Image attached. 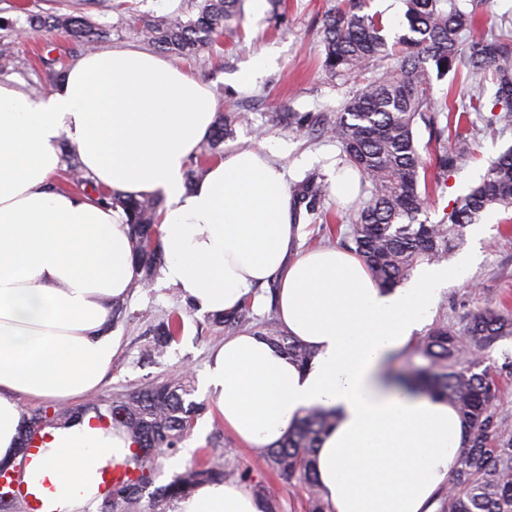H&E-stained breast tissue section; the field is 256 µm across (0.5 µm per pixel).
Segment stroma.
Here are the masks:
<instances>
[{
	"label": "stroma",
	"mask_w": 512,
	"mask_h": 512,
	"mask_svg": "<svg viewBox=\"0 0 512 512\" xmlns=\"http://www.w3.org/2000/svg\"><path fill=\"white\" fill-rule=\"evenodd\" d=\"M337 0H286L275 6L264 0L261 13H254L249 0L224 27L209 47L190 57L170 56V63L207 83L216 114H230L229 133L218 147L200 143L196 156L205 176L211 164L224 155L243 149L264 151L283 166L288 187L310 175L336 184L346 172L335 139L314 131L316 123L334 121L346 99L358 90L354 81L329 76L320 65L321 19ZM81 11L97 27L106 29L96 48L108 51L148 47L143 23L163 17L188 21L196 15L194 0H0V42L12 43L22 66H0V81L10 82L29 95L52 89L55 73L66 71L82 57L86 46L68 36L28 29L30 14ZM267 66L250 90L237 85L238 73L256 59ZM296 123H289V115ZM490 110L470 115L469 133L475 142L473 155L458 160L424 213L427 222L441 220L457 196L478 184L489 163L512 147V126L489 125ZM500 212L486 213L481 239L466 237L463 251L479 248L480 260L467 278L450 283L433 315L462 328L467 314L481 309L490 298L512 302V232L504 233ZM112 330L122 345L112 359V371L98 390L85 398V405L107 406L137 386L184 376L192 387L191 400L202 407L195 424L176 449L161 454L153 465L155 485L198 464L223 462L232 457L236 468L229 479L246 485L267 499L269 512H306L308 492L298 480L286 479L267 461L266 452L242 446L224 427L214 403L203 392L202 382L211 349L231 336V329L216 323L214 315L198 312L182 300L178 288L160 277L133 286L117 303ZM179 313L183 328L167 347H153L154 327ZM512 360V337L499 340L488 350L485 366L499 370V406L507 418L503 428L512 436V373L504 365Z\"/></svg>",
	"instance_id": "1"
}]
</instances>
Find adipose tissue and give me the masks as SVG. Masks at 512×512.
I'll return each mask as SVG.
<instances>
[{"label": "adipose tissue", "instance_id": "obj_1", "mask_svg": "<svg viewBox=\"0 0 512 512\" xmlns=\"http://www.w3.org/2000/svg\"><path fill=\"white\" fill-rule=\"evenodd\" d=\"M213 122L207 85L147 50L87 54L44 97L0 82V467L20 462V398L70 401L102 383L121 342L112 307L135 278L123 211L54 187L64 138L96 185L163 197L162 279L200 311H233L277 283L281 326L315 356L300 366L258 332L213 351L204 390L236 438L269 450L306 411L333 412L312 456L329 512H436L466 425L453 404L395 386L387 363L473 255L383 289L353 253L296 252L284 174L262 151L229 154L186 189ZM133 448L124 427L90 412L42 432L27 479L53 512H81ZM265 509L224 481L199 484L177 512Z\"/></svg>", "mask_w": 512, "mask_h": 512}]
</instances>
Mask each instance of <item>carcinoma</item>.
Instances as JSON below:
<instances>
[{
    "label": "carcinoma",
    "instance_id": "carcinoma-1",
    "mask_svg": "<svg viewBox=\"0 0 512 512\" xmlns=\"http://www.w3.org/2000/svg\"><path fill=\"white\" fill-rule=\"evenodd\" d=\"M240 0H201L195 18L181 22L159 19L144 25L149 41L174 55H193L208 46L224 30V22L237 12ZM369 0H341L323 17L325 72L357 79L387 63L385 71L367 81L344 104L336 121L324 133L341 145L343 162L370 183L368 195L351 208V250L367 265L377 285L393 289L423 263H440L463 240L465 229L477 224L485 212L499 209L504 223L512 224V148L493 160L479 184L460 195L450 212L436 224L419 220L441 179L456 162L473 153L464 119L484 108L483 87L471 94L462 111L449 101L437 102L431 94L430 70L437 76H458L467 70L472 78L492 74L496 85L494 120L512 125V31L484 28L482 17H491L494 0H479L464 12L455 0H405L409 33L388 45L385 25L378 13L368 11ZM30 28L48 29L95 43L103 36L84 16L30 14ZM446 124L437 126L438 114ZM423 123L430 137L419 149L416 126ZM328 186L314 177L303 181L296 193L306 213L314 215L325 199ZM97 201L124 209L137 273L143 283L163 263L158 241L160 201L148 195L135 197L101 192ZM246 306L219 317L231 327L247 323ZM179 318L170 317L156 328L155 349L179 334ZM262 334L288 358L305 366L314 353L293 339L274 319ZM512 336V311L503 302L490 301L466 318L461 330L438 322L415 345L420 364L393 371L395 382L412 392L449 401L468 426L448 490L441 496L440 512H512V437L505 435L499 410L500 384L488 368L464 364L462 353L482 355L500 339ZM189 386L180 379L142 385L108 405L106 418L125 427L137 444L128 461L139 476L103 496L102 512H133L143 492L152 484L140 451L158 456L186 435L198 406L186 401ZM77 414L72 409L40 410L26 419L20 452L26 454L39 433ZM334 415L311 409L297 419L276 448L267 451L273 466L286 478L300 480L310 497V512H328L320 497L312 467V455L322 437L334 426ZM235 464L190 468L151 493L155 507L188 496L202 482L222 481Z\"/></svg>",
    "mask_w": 512,
    "mask_h": 512
}]
</instances>
